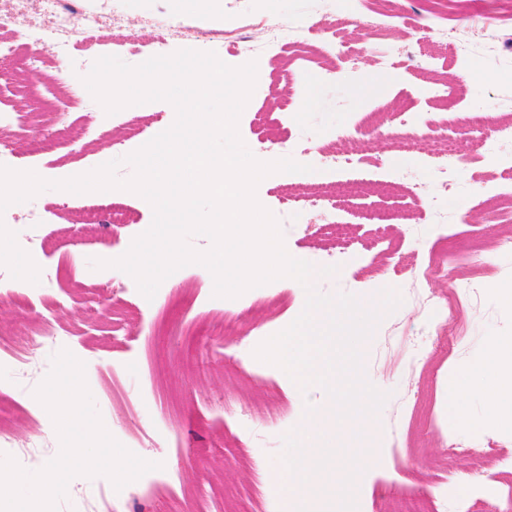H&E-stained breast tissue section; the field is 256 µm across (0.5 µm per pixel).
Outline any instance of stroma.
<instances>
[{
	"label": "stroma",
	"mask_w": 512,
	"mask_h": 512,
	"mask_svg": "<svg viewBox=\"0 0 512 512\" xmlns=\"http://www.w3.org/2000/svg\"><path fill=\"white\" fill-rule=\"evenodd\" d=\"M103 4L123 17L138 44L151 41L152 22L171 15L241 38L235 53L220 43L212 46L228 65H258L255 89L238 122L241 139L261 161L288 157L284 144L290 139L309 146L300 157L309 172L275 173L256 189L260 204L279 221L287 252L318 267L326 251L349 256L336 274L317 277L314 286L321 293L352 294L371 304L386 288L402 297L362 345L365 375L387 395L374 419L379 438L370 453L358 457L351 492L326 502L327 512H397L401 501H425L433 494L438 512H487L492 500L475 489L494 482L496 469L477 468L463 458L448 476L438 459L447 438L469 443L493 430L499 466L512 468V427L503 426L482 398H469L458 413L448 411L449 384L480 359L491 337L512 336V302L495 291L512 283V249L498 247L512 239V222L464 221L486 212V191L501 177L492 163L479 161L475 139L489 131L491 120L512 121V32H504L499 21L498 0H486L478 14L468 0H449L444 15L437 0H218L206 13L177 0H81L85 8ZM318 20L335 23L337 38L358 52L355 64L328 58L326 76L296 60L294 52L272 46L254 51L245 41L259 23L301 30ZM445 23L479 31L464 59L456 57L455 40L424 39L425 30ZM429 55L435 59L431 67L425 64ZM99 56V47L79 45L38 66L21 52L12 66L34 67L77 85ZM396 112L447 120L449 138L467 156L455 171L454 188L438 193L424 145L405 150L387 140ZM174 120L175 110L165 101L108 115L92 96L78 106L65 100L47 122L57 144L40 152L37 130L11 133L0 165L61 180L117 159V175L126 179L133 169L124 156ZM72 123L86 133L83 148L64 139ZM356 124L366 131L361 150L370 163L367 173L328 171L324 149ZM296 182L335 194L334 224L319 225L311 209L300 205L284 209L282 200ZM29 204L41 223L0 219L21 248L37 246L41 269L39 283L32 284L0 266V335L19 342L36 360L28 378L0 361V399L17 412L0 454L15 455L16 445L37 437L47 449L22 460L24 469L40 470L57 456L58 435L33 392L49 373L52 355L65 348L84 363L106 429L134 454L162 463L164 480L116 497L108 478L78 476L58 512H85V500L104 495L110 498L105 512H186L192 499L205 512H281L280 498L265 489L266 473L307 447L313 420L332 405L323 387L300 388L253 351L266 332L284 329L302 312L305 289L282 278L246 291L234 311L252 333L229 336L213 277L200 266L177 270L150 300L123 271L92 268V259L122 256L149 228L153 211L142 197L47 190ZM450 225L463 259L449 279L431 273L430 265L438 236ZM359 244L367 261L351 258ZM419 288L440 296H462L472 288L477 294L449 310L443 335L433 336L426 309L413 298ZM416 356L421 362L412 374L407 363ZM411 392L446 421V431L414 427L406 406ZM272 405L283 411L279 420L263 417ZM246 413L256 417L248 430L241 426Z\"/></svg>",
	"instance_id": "obj_1"
}]
</instances>
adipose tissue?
<instances>
[{
    "label": "adipose tissue",
    "instance_id": "1",
    "mask_svg": "<svg viewBox=\"0 0 512 512\" xmlns=\"http://www.w3.org/2000/svg\"><path fill=\"white\" fill-rule=\"evenodd\" d=\"M474 395L486 396L500 421L512 426V336L493 337L479 363L462 373L448 389V409L456 411ZM318 447H310L269 470L267 487L280 497L283 512H299L303 503H314L326 491L342 495L350 492L348 462H341L315 480Z\"/></svg>",
    "mask_w": 512,
    "mask_h": 512
}]
</instances>
